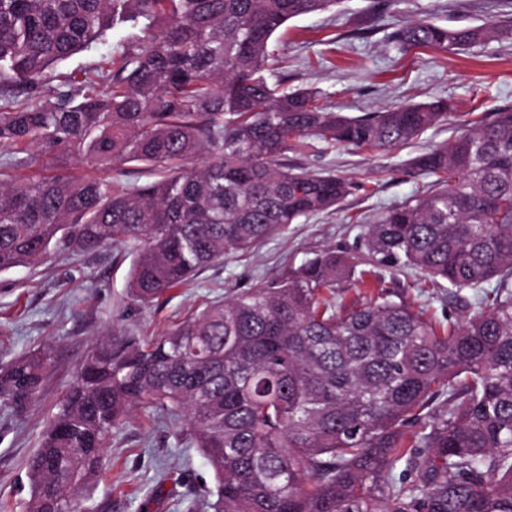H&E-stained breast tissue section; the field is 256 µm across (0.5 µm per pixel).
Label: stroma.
I'll return each mask as SVG.
<instances>
[{"label": "stroma", "mask_w": 512, "mask_h": 512, "mask_svg": "<svg viewBox=\"0 0 512 512\" xmlns=\"http://www.w3.org/2000/svg\"><path fill=\"white\" fill-rule=\"evenodd\" d=\"M427 17L437 24L480 25L512 19V0H343L334 10L300 16L273 38L282 57L278 78L289 86L324 91V105L355 116L417 101L446 99L447 122L413 144L387 151L346 148L316 156L290 154V162L349 179L352 188L336 211L325 213L266 243L250 256L227 257L198 272L183 287L148 306L128 293L135 255L116 246L51 257L42 266L0 273V365L52 346L54 362L34 401L21 413L0 408V512H21L29 493L26 463L56 413L77 368L97 342L164 334L186 316L256 280L271 278L315 252L361 247L364 225L427 185L409 159L424 148L447 143L465 121L512 108V43L476 46L461 53L420 48L399 52L391 32ZM125 30L109 31L91 49L53 71L62 77L109 62ZM38 155L27 166L7 168L4 178L57 172ZM62 175L107 176L103 167L71 159ZM401 294L438 321L465 320L470 304L433 294L421 274L378 271L371 286H343L345 301L365 300L370 289ZM106 469L84 495V512H209L191 487L212 485L202 454L181 440L178 425L134 411L112 437Z\"/></svg>", "instance_id": "35a3bbf8"}]
</instances>
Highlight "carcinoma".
Listing matches in <instances>:
<instances>
[{
    "label": "carcinoma",
    "mask_w": 512,
    "mask_h": 512,
    "mask_svg": "<svg viewBox=\"0 0 512 512\" xmlns=\"http://www.w3.org/2000/svg\"><path fill=\"white\" fill-rule=\"evenodd\" d=\"M343 0H0V167L20 148L75 155L108 178L0 180V272L124 245L151 304L229 253L334 211L350 182L288 153L390 150L448 120L445 99L348 116L270 81L274 35ZM131 30L107 68L49 86L59 63ZM403 53L512 40V21L393 31ZM56 103L41 102L45 93ZM156 179L128 187L124 165ZM433 179L325 250L216 301L162 336L86 356L27 461L25 512H81L104 451L140 407L180 422L214 475L212 512H512V110L410 159ZM407 269L476 311L425 317L392 294L348 309L339 288ZM46 352L0 367L24 410Z\"/></svg>",
    "instance_id": "carcinoma-1"
}]
</instances>
